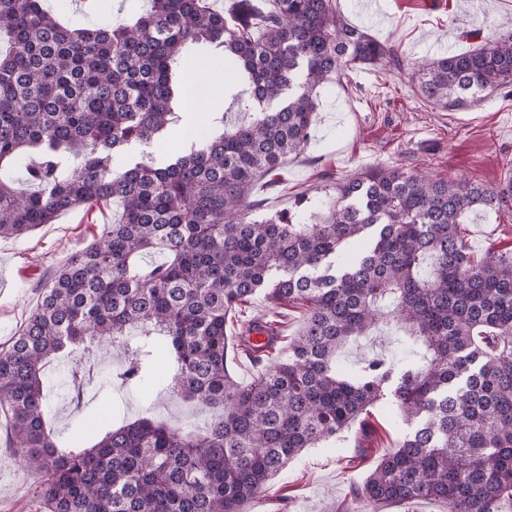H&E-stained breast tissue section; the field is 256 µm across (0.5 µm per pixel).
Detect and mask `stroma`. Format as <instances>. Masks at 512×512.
<instances>
[{
  "label": "stroma",
  "mask_w": 512,
  "mask_h": 512,
  "mask_svg": "<svg viewBox=\"0 0 512 512\" xmlns=\"http://www.w3.org/2000/svg\"><path fill=\"white\" fill-rule=\"evenodd\" d=\"M65 23L106 27L139 14L145 0H45ZM354 26L392 45L405 61L458 53L485 38L512 31V0H337ZM202 55L211 78L215 111L228 124L248 122L246 82L227 64L223 51ZM317 122L304 150L277 174L263 177L253 198L256 217L301 212L308 224L321 221L318 201L328 188L355 172L377 166L421 170L438 178L465 177L488 186L512 176V91L492 94L481 106L441 111L413 90L410 75L390 68L361 66L320 90ZM111 209L78 208L19 239H0V258L11 278L0 287V347L8 345L35 305L40 286L76 250L111 223ZM465 235L475 257L512 249V207L469 213ZM406 358L387 329L347 345L341 362L356 367L372 352ZM124 358L121 348L87 359L82 350L58 358L48 369L50 425L59 445L94 444L91 422L100 409L116 420L149 417L191 430L208 409L160 389L112 383L109 374ZM374 434L368 454L356 446V429L334 442L305 449L273 480L250 512H447L432 500L375 508L356 502L353 485L362 482L383 449L393 446L402 423L391 402L372 410ZM36 474L17 466L0 447V512H36Z\"/></svg>",
  "instance_id": "35a3bbf8"
}]
</instances>
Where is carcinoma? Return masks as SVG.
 Returning a JSON list of instances; mask_svg holds the SVG:
<instances>
[{
    "instance_id": "1",
    "label": "carcinoma",
    "mask_w": 512,
    "mask_h": 512,
    "mask_svg": "<svg viewBox=\"0 0 512 512\" xmlns=\"http://www.w3.org/2000/svg\"><path fill=\"white\" fill-rule=\"evenodd\" d=\"M126 23L70 28L42 0H0V168L34 152V189L0 176V239L66 211L117 202L120 218L39 288L35 307L0 351V415L8 450L40 475L45 512H249L303 449L359 425L390 398L407 431L384 450L358 502L434 499L448 512L512 506V251L474 257L461 224L512 203L496 188L376 167L331 187L319 224L251 217L258 180L311 136L317 89L361 65L401 68L386 44L351 25L336 0H267L256 22L230 23L210 0H147ZM191 45L224 50L249 82L253 119L205 134L165 165L121 172L113 154L159 139L184 103ZM421 97L471 108L512 85V33L415 63ZM164 261L145 269L141 255ZM258 293L306 314L288 356L269 358L252 333L239 348L255 374L234 375L228 315ZM380 325L417 358L366 360L350 374L338 352ZM140 330L122 382L157 380L148 347L176 364L175 395L222 413L194 431L142 417L88 447L60 448L43 372L66 348Z\"/></svg>"
}]
</instances>
